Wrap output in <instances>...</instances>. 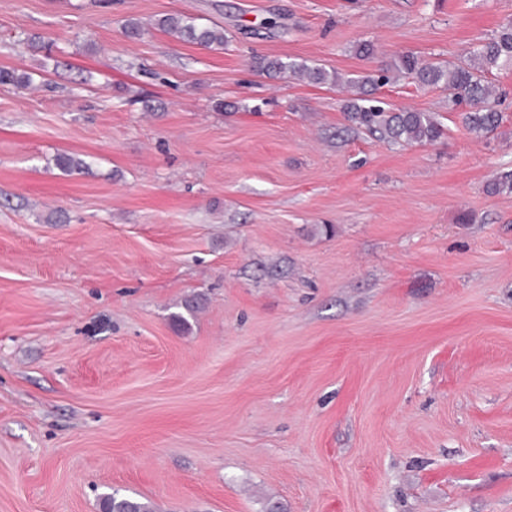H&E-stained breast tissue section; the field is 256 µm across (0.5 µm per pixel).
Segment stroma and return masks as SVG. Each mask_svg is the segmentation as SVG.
<instances>
[{"instance_id":"35a3bbf8","label":"stroma","mask_w":512,"mask_h":512,"mask_svg":"<svg viewBox=\"0 0 512 512\" xmlns=\"http://www.w3.org/2000/svg\"><path fill=\"white\" fill-rule=\"evenodd\" d=\"M223 27L207 50L127 19ZM512 0H0V512H512V70L477 139L347 121L346 79L457 61ZM376 53L359 56L358 44ZM90 156L66 175L53 158ZM197 298L188 330L171 314ZM99 512H155L151 503L142 502L140 499L119 494L117 491L102 494L98 501Z\"/></svg>"}]
</instances>
